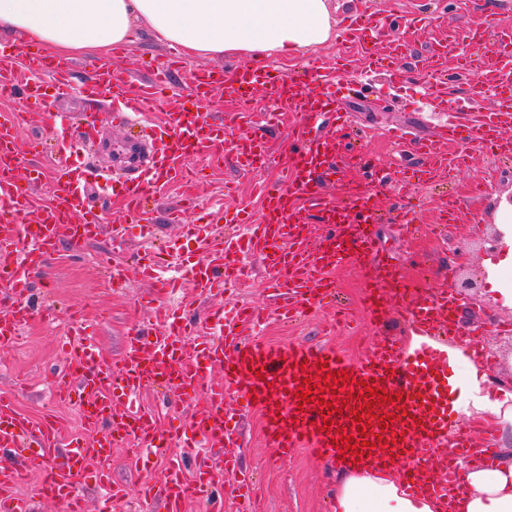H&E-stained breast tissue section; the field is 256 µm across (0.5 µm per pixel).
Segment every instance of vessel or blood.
<instances>
[{
    "mask_svg": "<svg viewBox=\"0 0 512 512\" xmlns=\"http://www.w3.org/2000/svg\"><path fill=\"white\" fill-rule=\"evenodd\" d=\"M126 49L116 46L112 57L99 61L96 79L86 86L88 100L110 99L114 104L111 120L127 124L147 106L166 99L172 87L170 67L156 69L145 79H118L112 74L115 60L125 56ZM457 65L471 70L475 79L491 94L494 105L483 109L474 103L472 111L478 119L471 129L474 139L496 144L501 154H512V36L503 35L499 50L483 56L472 65L470 53L460 54ZM30 74L23 87L0 86V94L22 101L50 97L63 101L75 92L73 64L57 60L47 62L0 53V74L8 75L17 68ZM223 87L226 96L243 101L252 88L264 90L274 109L270 112H241L237 136H227L221 120L208 113L211 93ZM193 108H169L157 138L159 156L152 168L120 181L116 193L125 206V221L113 225L112 237L124 239L126 227L143 221L146 203L167 185L185 181L190 161L220 164L225 153H232L243 170L268 164L272 158L267 142L258 135L263 126L279 123L280 104L306 113L309 121L293 129L290 164L284 170V183L277 188L259 186L263 203L261 223L234 236H218L211 224L184 226L188 237L205 249L202 257L182 260L183 273L197 287L213 295L247 274L241 255L258 248L269 279L268 308L232 304L211 312L199 330V343L194 355H185L183 343L189 336L188 326L164 303L155 308L159 331L152 336H130L122 356L116 363L105 361L93 341L94 330L80 313H73L70 351L64 369L58 374L55 388L61 401L80 406L86 426L93 430L92 439H78L71 444L65 467L50 459V450L60 436L56 422H33L18 413L11 399L0 396V447L10 448L21 457L37 454L41 466L42 498L61 506L63 512H87L83 498L76 490V479L91 465H99L98 477L106 484L104 512H117L125 501L124 484L109 482L105 466L112 450L133 443L131 466H138L143 454L169 446L171 435L161 433L150 413L136 407L135 398L148 385L180 389L189 399L203 397L202 406L194 408L189 420L191 445L205 450L218 449L213 461L199 465L193 476H185L180 459H170L159 489H143V502L160 495L166 512H183L189 498L230 474L233 489L240 499H249L253 487L240 467L241 435L231 428L226 406L230 395L256 400L268 425L269 445L281 460H288L293 449L307 447L310 454L333 462L341 451L326 435L320 409L331 402L335 427H351L353 408L359 400H348L346 393L326 394L324 401L300 404L297 391L304 379L312 383L323 380L318 363H326L328 371H350L356 381L401 396L400 405L378 407V414L395 412L404 407L407 421L390 423L388 432L372 426V433L382 436L381 448L373 456L386 455L400 459L404 465L403 483L408 491H416L422 481H429L438 496H447L457 483L460 462L477 456L490 457V431H477L474 425L458 424L454 418L452 395L455 386L448 381V357L431 344L413 351L399 350L395 341L383 339L372 347L362 364L354 365L337 356L335 350L319 347H297L280 350L260 343L241 344L244 336L257 334L266 314L288 319L295 314L318 308L335 297L333 283L327 279L329 269L350 262L361 265L377 263L382 285L367 295L371 319L384 315L383 298L405 302L408 288L393 260L377 261V252L368 232L376 223V211L369 197L358 195L353 201L336 204L319 189L315 175L326 176L333 169V159L340 150L336 131L317 126L316 118L332 111L335 93H310L295 79L273 73L269 67L240 66L227 71L221 68L197 72L192 82ZM459 125L449 121L436 138L420 141L419 149L427 160L423 171L426 181L443 176L445 170L463 165L464 157H449L444 147L457 138ZM14 124L0 123V215L27 211L31 206V189L41 176L33 157L40 151L39 142H31L27 155H20ZM54 203L43 210L36 223L0 226V284L4 285L10 305L0 314V348L11 347L19 331L30 319L33 308L28 300V283L32 270L42 265L64 240L81 244L95 239L101 232V215L94 205L85 203L71 166L59 164L53 181ZM309 207L335 220L339 230L337 246L326 253L306 237H295L289 225L302 223L299 198ZM168 266L151 257L142 262L141 273L160 293H171L175 278L169 277ZM452 296L430 294L409 308V321L417 335L424 337L456 334V326H443L442 319L454 311ZM221 369L220 380H212L214 369ZM404 433L402 441H393V433ZM23 475L9 471L0 476V512H30L28 500L15 491Z\"/></svg>",
    "mask_w": 512,
    "mask_h": 512,
    "instance_id": "obj_1",
    "label": "vessel or blood"
}]
</instances>
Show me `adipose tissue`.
I'll return each mask as SVG.
<instances>
[{
    "instance_id": "adipose-tissue-1",
    "label": "adipose tissue",
    "mask_w": 512,
    "mask_h": 512,
    "mask_svg": "<svg viewBox=\"0 0 512 512\" xmlns=\"http://www.w3.org/2000/svg\"><path fill=\"white\" fill-rule=\"evenodd\" d=\"M332 0H0V33L64 56H108L115 44L146 33L185 55L288 56L333 37ZM499 259L487 278L512 308V205L499 207ZM449 365L465 364V415L490 416L499 453L487 467L464 465L458 512H512V390L496 386L480 358L458 345ZM397 460L345 463L332 492L335 512H441L438 500L405 491Z\"/></svg>"
}]
</instances>
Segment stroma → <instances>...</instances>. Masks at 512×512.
I'll return each mask as SVG.
<instances>
[{
    "mask_svg": "<svg viewBox=\"0 0 512 512\" xmlns=\"http://www.w3.org/2000/svg\"><path fill=\"white\" fill-rule=\"evenodd\" d=\"M336 4L332 41L301 54L267 60L271 69L303 80L316 93L326 79L343 85L366 74L374 77L371 88L340 98L337 111L324 113L320 122L342 125L357 156L376 166L384 179L366 186L359 166L346 163L342 177L325 180L323 188L339 204L349 202L355 190L371 189L380 211L378 224L371 227L375 246L380 256L398 258L401 275L414 297L464 279L477 283L478 301L461 304V326L480 336L494 353V375L512 380V329L503 327L504 322H512V310L496 302L486 273L487 264L497 259L495 214L501 202L512 197V158L499 157L494 144L465 138L453 149L468 155L467 166L456 170L451 179L419 183L415 177L425 159L374 136L375 131L402 124L427 137L447 125V113L430 106V91L437 84L445 85L448 98L491 106L481 84L457 74L453 55L466 50L472 23L489 31L512 23V0H336ZM375 12L389 15L390 26L369 24L368 18ZM396 40L403 42V54L388 58V48ZM438 41L447 43L450 57L438 69L426 70L424 61ZM167 51V45L146 38L131 43L129 54L117 61L115 73L122 78L148 77L165 65ZM269 106L264 91L252 92L241 105L218 88L212 93L210 110L222 117L227 132L233 134L240 110L263 112ZM87 110V103L77 96L53 105L31 102L23 106L15 99L0 97V121L19 120V145L23 148L36 138L54 137L55 113L66 112L78 120ZM165 110L162 104L149 106L134 126L122 129L111 124L106 112H98L90 140L73 156L85 178L84 198L98 208L104 225L122 223L125 217L121 198L101 191V184L127 175L122 160L124 143L152 140V128ZM305 119L304 113L292 112L284 124L264 131L273 153L264 172L267 184L280 182L291 130ZM398 168L413 180L405 195L389 179ZM190 180L189 187L167 188L158 203L150 206L147 219L159 227L157 240L143 239L138 225L133 224L122 241L105 233L78 246L61 242L48 265L34 270L29 293L38 310L23 326L12 349L0 353V394L13 396L20 412L36 420L54 417L66 433L83 434L78 406L59 403L54 396V378L65 365L61 344L69 321L67 310L73 305L81 308L95 326L100 348L111 360L119 358L134 331L153 335L155 319L145 301L154 290L138 274L137 263L160 249L174 258L198 253L197 244L165 220L166 211L179 204L184 193H191L194 201L189 223L202 224L215 212L223 213L217 234L237 231L238 210L259 220L257 182L238 167L232 155H225L222 167L191 171ZM332 277L352 326L332 328L334 313L327 308L288 323L269 320L260 332L261 339L285 348L295 344L332 347L359 364L373 337L406 338L410 326L395 302H387L382 323L372 326L366 320L364 294L377 283L373 267L343 266L333 270ZM140 402L154 412L163 432L187 425L192 411L191 403L175 389L146 387ZM227 408L239 415L236 426L242 434V463L254 474L251 512H332L336 465L312 458L301 448L290 460H278L265 445L260 409L236 396L228 399ZM130 452L127 446L113 449L108 466L112 479L135 490L159 485L165 471L164 456L152 455L145 467L134 470L127 464Z\"/></svg>",
    "mask_w": 512,
    "mask_h": 512,
    "instance_id": "obj_1",
    "label": "stroma"
}]
</instances>
